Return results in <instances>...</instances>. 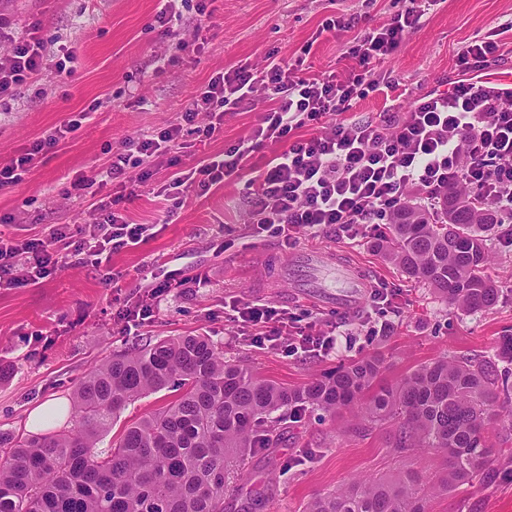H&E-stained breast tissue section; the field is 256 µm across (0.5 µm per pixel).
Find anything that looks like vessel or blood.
Wrapping results in <instances>:
<instances>
[{"label":"vessel or blood","instance_id":"obj_1","mask_svg":"<svg viewBox=\"0 0 512 512\" xmlns=\"http://www.w3.org/2000/svg\"><path fill=\"white\" fill-rule=\"evenodd\" d=\"M335 266L342 284L340 291L319 290L318 298L321 305L329 310L350 313L356 310L368 295L369 283L362 277L357 268L336 262L333 255L322 251H307L297 255L295 270L303 274L326 266Z\"/></svg>","mask_w":512,"mask_h":512}]
</instances>
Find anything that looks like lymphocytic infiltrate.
Segmentation results:
<instances>
[{
    "label": "lymphocytic infiltrate",
    "mask_w": 512,
    "mask_h": 512,
    "mask_svg": "<svg viewBox=\"0 0 512 512\" xmlns=\"http://www.w3.org/2000/svg\"><path fill=\"white\" fill-rule=\"evenodd\" d=\"M436 2L419 0L417 7L395 14L389 23L366 29L352 49L360 70L344 79L333 73L302 77L294 66L274 57L260 68L238 65L217 72L178 123L114 151L99 174L100 185L149 182L157 159L178 165L188 137L213 138L222 131L227 113L248 108L261 91L272 106L251 133L188 173L173 176L157 189V196L177 201L190 191L206 195L238 175L256 150L271 143L276 152L247 182L255 197L249 221L286 248L295 245L300 232L315 235L328 228L341 239L358 241L404 206L435 209L450 189L512 214V92L464 79L498 52L493 39L471 41L457 56L460 77L452 88L424 95L413 110L377 121H332L374 87L375 66L392 54L406 31L420 26ZM50 67L58 77L69 75L65 61H51L39 26H30L19 37L0 31V99L36 82ZM111 105L108 98L95 100L89 111L76 113L33 141L0 166V188L21 182L44 153L81 127L89 112ZM303 126L311 127L310 136L298 135ZM99 211L90 231L73 234L58 227L45 238L20 244L0 239V288L15 285L13 268L19 260L35 281L89 262L103 251L117 253L145 241L148 225L131 222L109 202H101ZM231 309L234 323L249 328L255 346L280 348L291 356L336 350L335 326H299L261 301H236Z\"/></svg>",
    "instance_id": "lymphocytic-infiltrate-1"
}]
</instances>
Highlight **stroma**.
Returning a JSON list of instances; mask_svg holds the SVG:
<instances>
[{"label":"stroma","instance_id":"1","mask_svg":"<svg viewBox=\"0 0 512 512\" xmlns=\"http://www.w3.org/2000/svg\"><path fill=\"white\" fill-rule=\"evenodd\" d=\"M411 0H212L211 17L199 31L201 52L179 48L178 39L195 32L194 14L183 11L179 38L154 28L160 0H0V23L22 35L40 23L51 53L72 51L71 75L59 79L46 69L37 83L18 87L14 99L0 101V164L8 163L36 139L88 111L81 128L45 154L26 178L0 189V237L42 238L51 228H80L99 216L100 199L115 197L111 186L77 192L76 178L92 181L112 151L152 131L176 123L210 77L268 55L296 64L302 76H348L358 63L350 54L355 37L385 24L409 8ZM352 21L346 32L324 30L327 19ZM499 44L488 73L512 80V0H438L421 27L409 31L398 50L375 68L380 90L342 112L345 121L373 120L385 112L411 110L427 92L451 88L458 78V52L472 39ZM112 107L91 111L95 99ZM270 102L257 98L243 111L224 117V130L205 140H190L181 169L199 165L225 145L248 136ZM275 151L267 144L254 153L240 177L206 196L188 195L179 205L155 197L154 186L173 170L158 164L147 185H137L122 203L130 220L149 224L153 234L135 248L113 254L117 287L131 301L144 300L142 284L151 276L179 285L164 294L152 320L132 329L112 316V289L94 266H68L38 282L0 288V363L11 377L0 383V430L27 433L31 412L56 398L71 402L78 380L104 357L161 338L206 335L227 359L254 374L288 387L305 384L338 363L382 351L381 381L394 383L415 367L453 354H494L500 336L512 334V246L490 238L488 273L502 293L497 305L469 315L448 307L430 288L403 274L374 249L372 240L346 243L327 231L301 234L293 248L255 233L248 223L252 198L246 183ZM232 247H225V240ZM333 251L367 279L392 291L399 303L388 312L391 330L371 335V301L353 313L328 311L298 289L290 273L295 254L307 249ZM205 276L204 285L190 281ZM260 299L307 322L340 325L335 354L289 356L260 349L239 335L224 309L225 300ZM354 411L321 418L305 409L292 414L284 442L253 449L242 476L224 491V512L259 499L251 512H305L319 494L365 478L392 477L403 470L437 474L444 455L434 448L400 451L385 426L358 430ZM430 512H512V484L461 486L431 497Z\"/></svg>","mask_w":512,"mask_h":512}]
</instances>
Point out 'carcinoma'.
<instances>
[{
  "label": "carcinoma",
  "instance_id": "cac0c4a2",
  "mask_svg": "<svg viewBox=\"0 0 512 512\" xmlns=\"http://www.w3.org/2000/svg\"><path fill=\"white\" fill-rule=\"evenodd\" d=\"M502 217L480 199L448 192L443 208L400 210L376 243L403 272L465 313L494 307L500 288L486 274L483 233ZM385 357L349 359L291 388L224 358L205 335L160 339L106 357L75 387L72 427L43 436L0 431V512H224V488L243 472L254 433L281 439L278 411L357 410L363 422L396 424L394 447L437 448L448 472L436 481L406 471L358 480L315 498L307 512H428L433 492L512 478V335L493 356L459 354L420 365L393 384ZM176 397L112 440V423L141 397Z\"/></svg>",
  "mask_w": 512,
  "mask_h": 512
}]
</instances>
